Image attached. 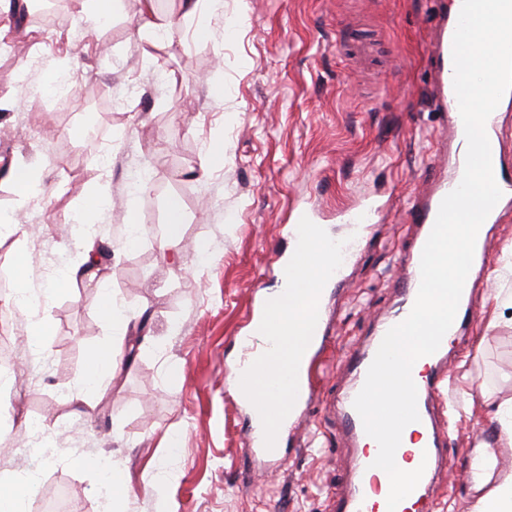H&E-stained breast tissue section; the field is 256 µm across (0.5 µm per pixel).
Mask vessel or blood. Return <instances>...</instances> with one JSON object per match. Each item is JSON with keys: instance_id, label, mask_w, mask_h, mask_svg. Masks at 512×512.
I'll return each instance as SVG.
<instances>
[{"instance_id": "1", "label": "vessel or blood", "mask_w": 512, "mask_h": 512, "mask_svg": "<svg viewBox=\"0 0 512 512\" xmlns=\"http://www.w3.org/2000/svg\"><path fill=\"white\" fill-rule=\"evenodd\" d=\"M435 6L434 33L428 44V62L431 68V98L435 109L445 118V132L441 134L442 149L437 150L433 165L438 172L428 189L419 192L406 213L409 223L416 226V244L408 259L409 278L401 288L399 300L389 314L379 322L371 342L351 357L354 374L352 386L338 400L344 429L355 443L367 441L363 422L353 402L362 389L366 374L387 331L404 321L410 314L421 282L420 261L423 248L433 228L439 206L444 197L460 183L464 171L467 142L464 126L454 92V67L452 40L463 0H433ZM500 115L492 113L486 122V133L491 147L495 180L504 198L512 199V174L508 173L499 136ZM385 209L384 203L367 198L352 207L340 209L336 217L344 224L376 223ZM448 358L447 345L429 355L427 370H413L417 386L418 429L422 439L414 454L418 462L415 481L405 489H398L394 479L378 483L372 466L374 457L363 452L357 454L355 477L344 495L336 496L332 512H424L428 501V488L443 455L433 421L429 416L427 401L439 393L440 374ZM251 453L264 468L277 469L283 463L278 449H266L262 428H255L251 437Z\"/></svg>"}]
</instances>
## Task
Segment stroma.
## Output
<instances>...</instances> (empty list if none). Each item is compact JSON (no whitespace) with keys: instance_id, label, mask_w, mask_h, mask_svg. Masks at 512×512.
Instances as JSON below:
<instances>
[{"instance_id":"obj_1","label":"stroma","mask_w":512,"mask_h":512,"mask_svg":"<svg viewBox=\"0 0 512 512\" xmlns=\"http://www.w3.org/2000/svg\"><path fill=\"white\" fill-rule=\"evenodd\" d=\"M69 11L70 23L49 38L0 16L25 48L0 68V218L41 227L22 242L0 238V293L21 279L41 292L58 276L59 254L75 271L43 313L44 335H31L25 315L9 316L16 348L0 389V472L34 477L44 492L66 485L82 512L100 510L96 476L83 462L101 457L128 476L117 512H329L353 449L324 405L350 385L347 356L408 274L416 231L402 215L429 183L442 123L426 91L430 0H220L207 15L213 40L195 39L190 20L154 46L138 34L130 2L102 24L81 0H69ZM366 37L378 54L363 72L344 43ZM215 86L222 101L210 94ZM63 99L70 106L62 112ZM218 142L223 155L201 169ZM20 159L34 166L42 192L19 196L6 171ZM144 173L163 195L136 190ZM78 187L107 199L90 219L107 255L85 275L76 269L86 242L59 221L76 211ZM367 195L386 201L389 216L339 285L316 398L300 413L301 430L282 433L286 464L262 472L246 453L252 423L226 390L224 368L239 355L247 313L278 279L272 265L290 247L291 207L312 200L340 241L349 229L337 209ZM170 196L185 223L178 245L164 250ZM132 215L140 238L128 248ZM487 230L491 262L475 268L473 319L448 356L449 393L437 407L448 438L431 512H470L481 491L459 473L475 465L479 434L497 437L496 406L512 397V307L489 322L512 291L511 275L493 274L512 248V204ZM102 283L133 316H147L143 343L99 320ZM116 340L131 363L97 391L72 396L89 353ZM172 364L179 374L169 373ZM162 464L171 477L160 483Z\"/></svg>"}]
</instances>
